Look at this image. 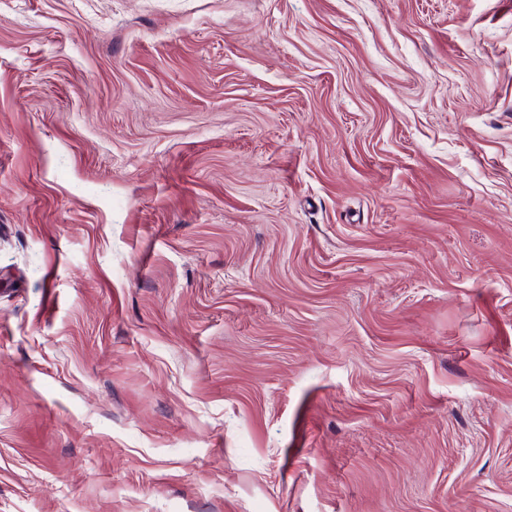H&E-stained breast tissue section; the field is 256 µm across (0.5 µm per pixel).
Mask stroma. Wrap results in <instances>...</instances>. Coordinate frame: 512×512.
Instances as JSON below:
<instances>
[{
	"mask_svg": "<svg viewBox=\"0 0 512 512\" xmlns=\"http://www.w3.org/2000/svg\"><path fill=\"white\" fill-rule=\"evenodd\" d=\"M0 512H512V0H0Z\"/></svg>",
	"mask_w": 512,
	"mask_h": 512,
	"instance_id": "1",
	"label": "stroma"
}]
</instances>
